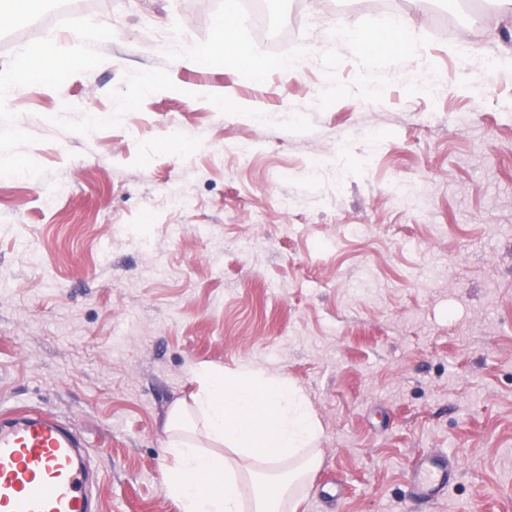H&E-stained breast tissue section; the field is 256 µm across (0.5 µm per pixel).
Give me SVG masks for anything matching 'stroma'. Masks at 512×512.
<instances>
[{
  "label": "stroma",
  "mask_w": 512,
  "mask_h": 512,
  "mask_svg": "<svg viewBox=\"0 0 512 512\" xmlns=\"http://www.w3.org/2000/svg\"><path fill=\"white\" fill-rule=\"evenodd\" d=\"M348 2L273 0L268 37H246L293 29L286 58L382 16ZM393 3L445 74L431 95L351 93L342 47L261 91L220 60L174 67L164 44L209 43L223 8L99 0L105 65L0 101L46 174L0 176V416L87 439L99 512H179L167 414L197 365L246 362L322 425L297 512H512V75L475 98L461 61L512 52V6ZM132 70L168 86L89 125ZM436 451L458 469L428 501L408 473Z\"/></svg>",
  "instance_id": "obj_1"
}]
</instances>
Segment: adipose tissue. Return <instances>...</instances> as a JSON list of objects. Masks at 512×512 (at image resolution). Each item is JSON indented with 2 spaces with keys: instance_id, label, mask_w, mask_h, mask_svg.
Instances as JSON below:
<instances>
[{
  "instance_id": "adipose-tissue-1",
  "label": "adipose tissue",
  "mask_w": 512,
  "mask_h": 512,
  "mask_svg": "<svg viewBox=\"0 0 512 512\" xmlns=\"http://www.w3.org/2000/svg\"><path fill=\"white\" fill-rule=\"evenodd\" d=\"M241 17L225 7L211 43L177 44L169 49L170 64L193 69L209 67L214 59L250 75L265 87L269 75L299 71L306 52L283 61L259 54L239 38ZM409 21L389 16L375 26L353 28L337 25L331 42L349 45L359 63L357 81L376 91L388 61L398 60L394 78L415 88L438 90L445 77L416 50L408 39ZM95 33L75 42L71 52L60 55L38 43L24 44L19 55L21 81L0 78V92L19 91L21 82L59 84L72 70L92 67L101 58L93 47ZM22 129L11 114L0 113V175L31 184L43 182L42 171L14 154ZM198 390L191 404L176 403L168 413L165 429L170 435L166 468V493L180 512H244V494L252 492L253 512H280L281 502L295 481L304 479L319 464L316 447L322 426L305 391L292 379L260 366L244 363L235 369L196 368ZM201 424V439L185 437L188 414Z\"/></svg>"
}]
</instances>
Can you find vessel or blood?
<instances>
[{
	"instance_id": "vessel-or-blood-1",
	"label": "vessel or blood",
	"mask_w": 512,
	"mask_h": 512,
	"mask_svg": "<svg viewBox=\"0 0 512 512\" xmlns=\"http://www.w3.org/2000/svg\"><path fill=\"white\" fill-rule=\"evenodd\" d=\"M85 442L54 417L32 411L0 420V512H97ZM447 453L419 458L409 482L436 499L456 472Z\"/></svg>"
}]
</instances>
